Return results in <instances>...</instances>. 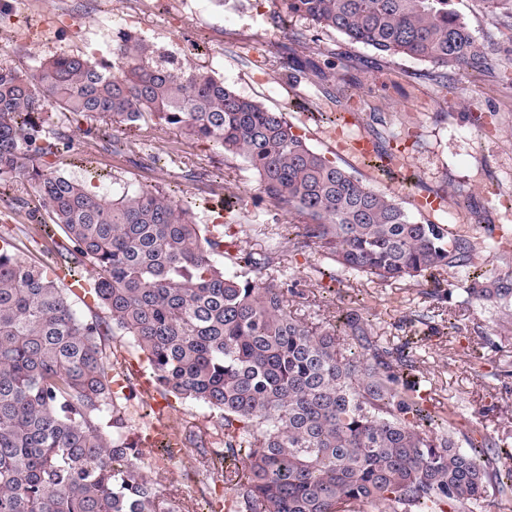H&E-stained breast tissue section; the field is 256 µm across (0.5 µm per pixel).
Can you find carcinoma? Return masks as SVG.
<instances>
[{"label":"carcinoma","instance_id":"carcinoma-1","mask_svg":"<svg viewBox=\"0 0 512 512\" xmlns=\"http://www.w3.org/2000/svg\"><path fill=\"white\" fill-rule=\"evenodd\" d=\"M451 0H275L282 27L304 17L385 56L486 70ZM293 73L311 61L280 52ZM80 116L97 145L111 124L179 129L244 159L259 194L288 207L295 237L269 238L224 267L226 225L199 224L157 188L107 196L53 168L71 148L56 113ZM24 175L46 237L83 296L0 237V512H188L159 491L125 436L110 343L147 353L155 389L220 411V474L233 512H478L489 490L512 494V469L463 448L454 419L433 416L415 351L369 339L358 312L312 326L290 308L288 246L320 247L340 272L380 281L465 274L467 296L512 311V276H474L471 243L451 224H422L313 150L281 112L238 95L197 66L156 59L127 35L112 59L58 54L33 69L0 66V189ZM86 311L75 308L74 298ZM363 352L346 353L341 337Z\"/></svg>","mask_w":512,"mask_h":512}]
</instances>
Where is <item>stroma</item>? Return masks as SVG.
<instances>
[{
    "label": "stroma",
    "instance_id": "35a3bbf8",
    "mask_svg": "<svg viewBox=\"0 0 512 512\" xmlns=\"http://www.w3.org/2000/svg\"><path fill=\"white\" fill-rule=\"evenodd\" d=\"M451 8L483 46L488 66L479 75L449 70L446 87L431 80L430 63L381 58L374 49L301 17L284 28L275 25L274 0H182L175 14L164 12L158 0H32L29 27L45 34L18 38L0 25V64L22 61L30 66L56 53L83 55L91 43L105 56L124 28L157 53L176 52L179 60L214 72L240 95L284 113L297 134L341 167L346 159L323 139L332 124L315 121V113L352 114L348 130L354 135L366 132V115L379 113L385 121L380 144L405 143L412 181L385 182L363 164L350 167L352 174L404 202L423 194L444 196L446 203L433 223H461L482 269L512 275V250L489 248L496 230L512 233V210L503 204L512 197V14L492 8L488 0H451ZM288 43L297 55L311 56L318 64L294 84L288 83L276 53ZM343 76L354 86L350 98L338 102L324 90ZM60 124L76 154L56 159V169L102 193L128 184L160 187L190 202L204 224L212 223L217 203L235 202L236 213L222 217L233 240L229 254L260 251L268 234L287 233L298 221L286 207L260 198L256 176L243 159L219 154L177 130L150 129L133 141L124 128L114 127L108 131L111 146L95 150L86 145L83 124L65 118ZM189 170L194 173L190 179L185 176ZM460 198L468 199V208L457 207ZM0 235L11 238L26 256L48 249L38 219L26 216L11 195L0 198ZM331 267L317 246L289 251L283 270L295 291L292 304L298 316L337 324L355 311L380 345L415 343L432 414L455 411L458 430L473 443L495 438L497 466L511 468L512 320L490 304L467 299L461 276L450 279L439 296L429 286L403 280L333 279L326 275ZM112 352L117 363L127 364L135 386V398L124 406L131 437L162 424L180 441L178 454L162 458L152 449L144 454L146 467L163 465L161 492L192 502L197 512L222 504L229 496L222 481L204 488L190 478L203 466L197 443L209 448L220 444L214 413L191 401L163 399L149 388L151 368L128 337H115Z\"/></svg>",
    "mask_w": 512,
    "mask_h": 512
}]
</instances>
